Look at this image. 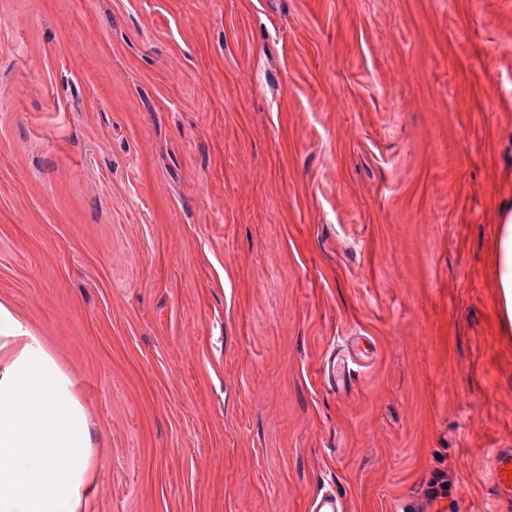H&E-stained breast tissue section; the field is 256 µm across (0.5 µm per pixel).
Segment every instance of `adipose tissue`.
<instances>
[{
  "label": "adipose tissue",
  "instance_id": "1",
  "mask_svg": "<svg viewBox=\"0 0 512 512\" xmlns=\"http://www.w3.org/2000/svg\"><path fill=\"white\" fill-rule=\"evenodd\" d=\"M499 320L512 329V211L493 249ZM96 480L75 379L41 336L0 303V512H85Z\"/></svg>",
  "mask_w": 512,
  "mask_h": 512
}]
</instances>
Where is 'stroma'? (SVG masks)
Returning a JSON list of instances; mask_svg holds the SVG:
<instances>
[{"instance_id":"obj_1","label":"stroma","mask_w":512,"mask_h":512,"mask_svg":"<svg viewBox=\"0 0 512 512\" xmlns=\"http://www.w3.org/2000/svg\"><path fill=\"white\" fill-rule=\"evenodd\" d=\"M509 203L512 0H0V302L88 512H512ZM493 269L499 296V320L506 329H512V211L504 209L497 224ZM492 477L499 498L512 499V448H495L489 457ZM451 477L448 471L438 469L432 472L430 479L427 482V490L425 492L426 498L429 501L447 498L451 489Z\"/></svg>"}]
</instances>
